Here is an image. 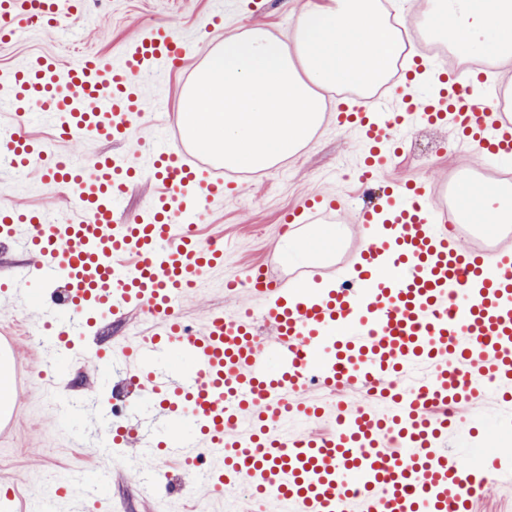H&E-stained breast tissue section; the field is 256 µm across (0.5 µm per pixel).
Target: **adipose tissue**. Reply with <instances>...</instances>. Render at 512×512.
<instances>
[{"label":"adipose tissue","mask_w":512,"mask_h":512,"mask_svg":"<svg viewBox=\"0 0 512 512\" xmlns=\"http://www.w3.org/2000/svg\"><path fill=\"white\" fill-rule=\"evenodd\" d=\"M437 34L464 52L512 56V0H426ZM412 41L403 16L379 0H310L287 38L261 27L225 34L182 89L177 124L226 169L257 172L305 148L321 127L325 97L385 86ZM461 205L478 224L512 222V191L465 188ZM337 227L287 235L275 257L295 264L335 252Z\"/></svg>","instance_id":"ef3b65f1"}]
</instances>
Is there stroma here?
<instances>
[{"label": "stroma", "mask_w": 512, "mask_h": 512, "mask_svg": "<svg viewBox=\"0 0 512 512\" xmlns=\"http://www.w3.org/2000/svg\"><path fill=\"white\" fill-rule=\"evenodd\" d=\"M249 2L84 0L82 12L57 30L28 29L19 32L12 42L0 44V69L20 65L35 55H50L74 64L95 51L116 60L128 41L155 26L183 36L197 35L195 51L184 67L174 72L145 71L138 76L149 101L162 104L152 116L154 134L175 140L180 136L174 111L181 89L200 65L207 45L244 26L264 27L279 36H288L295 15L308 0H257L254 11L249 9ZM219 8L224 11L223 24L203 29L204 20ZM421 16L419 0H414L406 17L413 37L409 51L428 65L427 72L417 80L418 91L426 95L434 74L450 75L458 67L455 62L444 60L427 42L418 26ZM361 102V97L352 91L327 99L326 119L310 144L276 167L259 173L225 172V179L234 183V191L222 207L202 212L198 232L204 241L219 239L228 261L223 271L212 274L182 307L179 315L186 324L195 327L212 312L254 306V299L246 292L225 297V275H241L253 265L262 264L277 282L286 284L298 278V270L275 260L273 254L286 234V215L304 208L310 198L336 201L338 210L322 214L318 222L339 226L343 231L342 245L335 254L310 264L320 283L336 280L339 272L354 262L363 247L365 232L361 222L364 201L357 182L363 143L357 129L337 125L336 113L340 106L355 108ZM22 130L35 140L54 142L56 150L77 162L100 153L146 150L142 140L57 142L52 128L39 118L24 124ZM405 136L409 148L382 173L380 184L407 179L421 182L430 199L443 207L449 185L462 174L479 176L486 186L512 182V165L485 163L479 151L457 144L448 131L411 129ZM419 141L431 143L429 157H419L412 150V143ZM11 204L58 214L66 206L65 191L36 180L27 185L0 183V207ZM14 320L22 324L13 337L22 357L17 373L23 392L6 421V429L0 432V497L15 492V512H32L33 501L42 499L64 473L77 477L91 470L105 475L98 490L101 502L93 512H223V504L202 496L178 502L163 493L145 498L136 451L129 448L111 453L102 448L113 396L122 400L123 411L117 417L122 425H136L150 415L151 408L134 388L125 384L122 376L100 377L94 354L149 335L153 321L147 314L135 310L120 317H97L95 324L77 337L72 359L60 376L53 372L55 341L41 335L40 319L19 300L0 302V330L9 329ZM454 418L457 429L448 436L449 450L480 447L487 436L471 432L470 425L476 419L498 425L500 411L494 392L477 394L458 405Z\"/></svg>", "instance_id": "35a3bbf8"}]
</instances>
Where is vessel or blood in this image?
Segmentation results:
<instances>
[{"label":"vessel or blood","mask_w":512,"mask_h":512,"mask_svg":"<svg viewBox=\"0 0 512 512\" xmlns=\"http://www.w3.org/2000/svg\"><path fill=\"white\" fill-rule=\"evenodd\" d=\"M60 0H0V41L25 27H57ZM191 38L155 27L125 49L120 63L97 53L62 65L47 56L8 75L10 105L41 106L64 142L128 140L146 125L145 70L180 69ZM366 146L363 185L398 157L397 129L445 126L482 154L512 158V123L487 103L482 82L449 83L432 97L404 94L397 110H339ZM39 174L68 189L67 213L0 210V247L35 255L0 297L44 309L41 287L64 281L62 310L148 313L149 336L97 356L108 372L120 361L167 422L161 437L112 431V443L138 447L142 483L153 494L179 468L207 495L246 482L260 512H472L487 482L512 485V456L477 448L474 470L447 448L449 407L469 400L464 378L491 373L502 387V418L512 421V248L491 258L459 249L450 211L431 207L423 186L390 184L365 205L371 242L336 286L314 292L273 281L251 290L258 309L210 314L198 328L178 312L224 268V248L202 242L201 212L223 203L222 171L200 153L158 139L148 165L129 154L75 163L52 145L0 124V178ZM160 187L133 220L118 218L130 182ZM272 335L261 341L258 324ZM374 389L376 405L347 407L308 399ZM326 422L323 432L288 434L281 421Z\"/></svg>","instance_id":"vessel-or-blood-1"}]
</instances>
